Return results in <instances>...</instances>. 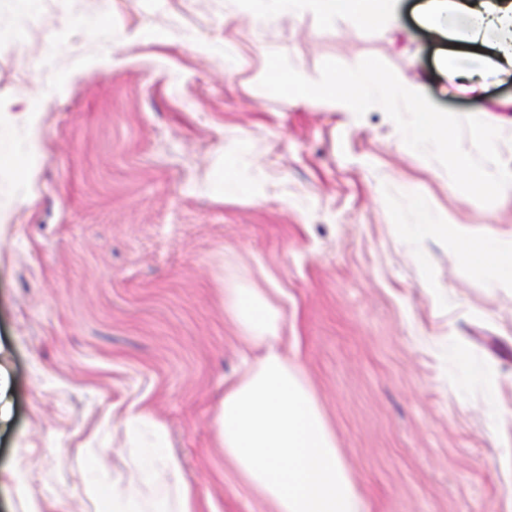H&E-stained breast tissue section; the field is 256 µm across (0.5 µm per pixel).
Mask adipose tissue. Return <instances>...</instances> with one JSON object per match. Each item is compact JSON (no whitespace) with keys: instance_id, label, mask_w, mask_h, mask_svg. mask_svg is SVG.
Segmentation results:
<instances>
[{"instance_id":"ef3b65f1","label":"adipose tissue","mask_w":512,"mask_h":512,"mask_svg":"<svg viewBox=\"0 0 512 512\" xmlns=\"http://www.w3.org/2000/svg\"><path fill=\"white\" fill-rule=\"evenodd\" d=\"M251 10L311 11L327 22L349 18L369 27L396 20L401 0H251ZM417 17L434 36L455 43L450 76L468 90H481L489 80L512 75V0H421ZM471 43L485 45L486 54L470 60L466 47ZM424 221L432 232H452L466 263L512 286V241H493L460 224L450 227L430 214ZM224 303L245 342L264 351L224 390L218 423L225 460L268 512H360V498L336 436L303 367L272 346L282 313L250 288L225 289ZM125 425L134 438L150 428L153 441L150 447L134 449L138 478L123 492L112 494L106 486L89 485L87 492L100 512H146L154 494L162 512H205L180 461L165 446L163 425L146 410L130 412Z\"/></svg>"}]
</instances>
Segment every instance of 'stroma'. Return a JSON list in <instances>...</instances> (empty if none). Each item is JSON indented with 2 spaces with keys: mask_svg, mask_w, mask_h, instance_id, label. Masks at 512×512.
Returning <instances> with one entry per match:
<instances>
[{
  "mask_svg": "<svg viewBox=\"0 0 512 512\" xmlns=\"http://www.w3.org/2000/svg\"><path fill=\"white\" fill-rule=\"evenodd\" d=\"M273 51L315 80L377 57L497 127L512 167V78L444 91L407 12L364 28L247 0H0V512H96L86 483L135 477L141 406L207 512H264L217 435L244 354L228 288L285 315L363 512H512V288L418 233L430 210L512 234V199L460 191L381 108L262 90ZM229 148L262 197L225 191Z\"/></svg>",
  "mask_w": 512,
  "mask_h": 512,
  "instance_id": "1",
  "label": "stroma"
}]
</instances>
